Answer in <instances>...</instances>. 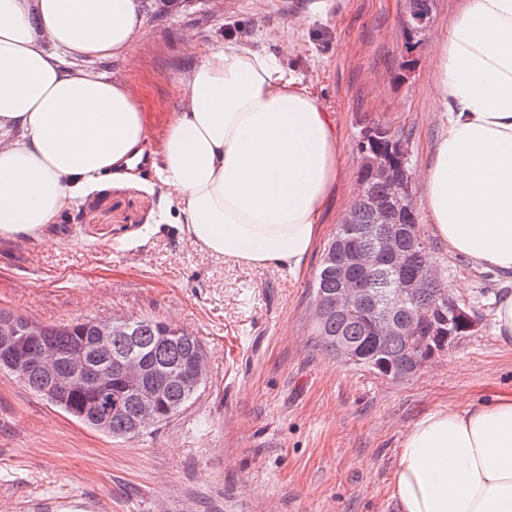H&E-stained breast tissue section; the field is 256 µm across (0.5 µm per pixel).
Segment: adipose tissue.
Wrapping results in <instances>:
<instances>
[{
    "mask_svg": "<svg viewBox=\"0 0 512 512\" xmlns=\"http://www.w3.org/2000/svg\"><path fill=\"white\" fill-rule=\"evenodd\" d=\"M144 30L139 0H0V235L39 238L103 180H140L145 158L192 244L297 272L339 174L334 117L274 53L231 40L193 65L187 105L153 144L122 84L81 67L127 56ZM435 66L426 227L512 280V0H468ZM392 491L400 512H512V395L420 418Z\"/></svg>",
    "mask_w": 512,
    "mask_h": 512,
    "instance_id": "ef3b65f1",
    "label": "adipose tissue"
}]
</instances>
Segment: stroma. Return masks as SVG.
Here are the masks:
<instances>
[{"label":"stroma","instance_id":"35a3bbf8","mask_svg":"<svg viewBox=\"0 0 512 512\" xmlns=\"http://www.w3.org/2000/svg\"><path fill=\"white\" fill-rule=\"evenodd\" d=\"M185 0L159 14L141 0L145 31L128 56L85 63L124 84L159 138L183 105L196 51L228 39L275 53L336 116L340 173L306 266L291 274L226 261L159 221L162 188L104 184L41 239L0 235V309L59 324L102 315L152 317L193 333L208 373L179 413L143 436L95 431L0 372V512H399L392 496L401 440L460 394H512V345L494 324L504 288L426 237L476 327L413 377L391 380L326 353L312 334L310 288L321 254L358 194L362 127L410 144L412 191L441 119L433 52L464 5L434 0L433 25L400 81L402 0Z\"/></svg>","mask_w":512,"mask_h":512}]
</instances>
